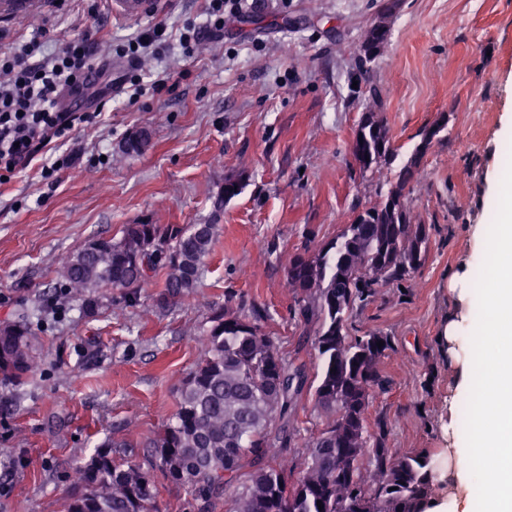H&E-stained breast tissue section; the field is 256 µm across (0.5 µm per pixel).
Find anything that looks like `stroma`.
Segmentation results:
<instances>
[{
  "label": "stroma",
  "mask_w": 512,
  "mask_h": 512,
  "mask_svg": "<svg viewBox=\"0 0 512 512\" xmlns=\"http://www.w3.org/2000/svg\"><path fill=\"white\" fill-rule=\"evenodd\" d=\"M382 2L250 0L245 15L226 19L223 40L203 38L188 56L170 46L147 56L133 101L120 88L127 61L117 47L157 23L174 31L203 21L207 0H160L137 19L109 0H43L33 22L0 18V49L44 30L89 36L110 59L96 88L112 93L101 115L74 131L67 147L80 159L58 183L28 168L0 184V323L28 312L38 355L27 383H0V512H65L71 469L105 435L139 444L167 422L224 302L245 314L259 308L279 351L299 355L309 378L320 374L313 347L297 348L313 329L295 312L288 265L387 188L385 172H362L352 155L373 89L398 161L424 127L443 116L447 128L406 189L416 222L433 227L426 262L356 317L394 347L369 417L386 418L395 457L462 437L466 422L449 401L456 364L441 338L453 310L480 321L483 240L512 198V0H395L390 39L362 69L359 44ZM163 69L173 85L157 92L149 78ZM136 130L149 144L129 157L122 144ZM232 173L245 174V186L213 216ZM210 219L215 242L190 296H165L159 276L136 304L111 292L94 318L77 301L45 304L60 259L89 238L136 221ZM321 424L303 393L283 451L290 465L301 467V445Z\"/></svg>",
  "instance_id": "1"
}]
</instances>
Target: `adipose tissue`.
Instances as JSON below:
<instances>
[{
  "label": "adipose tissue",
  "mask_w": 512,
  "mask_h": 512,
  "mask_svg": "<svg viewBox=\"0 0 512 512\" xmlns=\"http://www.w3.org/2000/svg\"><path fill=\"white\" fill-rule=\"evenodd\" d=\"M484 258V322L467 329L449 320L442 338L452 344L468 333L457 392L480 403L471 409L462 447L452 453L457 493L439 498L428 512H512V206L497 210ZM477 468L492 475L478 491L472 485Z\"/></svg>",
  "instance_id": "adipose-tissue-1"
}]
</instances>
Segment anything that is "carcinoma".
I'll list each match as a JSON object with an SVG mask.
<instances>
[{"label": "carcinoma", "mask_w": 512, "mask_h": 512, "mask_svg": "<svg viewBox=\"0 0 512 512\" xmlns=\"http://www.w3.org/2000/svg\"><path fill=\"white\" fill-rule=\"evenodd\" d=\"M394 7V0L381 5L360 45L359 67L387 44ZM370 99L352 152L366 171L389 170L388 188L336 237L296 254L288 266L287 285L299 315L316 325L313 345L322 361L317 385L308 384L299 357L279 353L262 329L261 310L244 315L224 304L209 317L204 356L182 381L172 419L149 438L144 462L120 456L119 449L134 447L132 442L105 436L68 477L66 512H158L160 478L184 490L198 512H214L229 489L230 512H424L449 488L428 451L389 455L385 421H369L368 412L384 386L381 364L392 340L377 330L351 334L353 318L380 288L402 283L425 263L430 226L414 222L405 190L446 123L424 128L407 160L394 169L396 151L375 112L380 97L373 90ZM148 143L149 135L136 130L123 152L138 156ZM244 180L241 174L226 176L217 205L240 194ZM215 228L138 221L123 225L118 238L92 237L56 267L60 292L52 304L80 300L92 313L111 290L133 304L162 270L168 294L188 296L204 272ZM37 367L30 323H1L0 380L22 384ZM306 388L325 421L304 443V468L297 472L276 448L291 442Z\"/></svg>", "instance_id": "cac0c4a2"}]
</instances>
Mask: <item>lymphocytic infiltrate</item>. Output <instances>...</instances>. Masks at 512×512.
Here are the masks:
<instances>
[{
  "instance_id": "f902f5d3",
  "label": "lymphocytic infiltrate",
  "mask_w": 512,
  "mask_h": 512,
  "mask_svg": "<svg viewBox=\"0 0 512 512\" xmlns=\"http://www.w3.org/2000/svg\"><path fill=\"white\" fill-rule=\"evenodd\" d=\"M242 2L209 0L205 20L185 24L177 36L184 53L202 37L223 36L225 14L239 13ZM95 68L83 37L52 54L35 38L0 51V177L34 164L41 178L53 179L74 166V153L53 154L49 147L92 121V113L70 109L66 101L89 90Z\"/></svg>"
}]
</instances>
